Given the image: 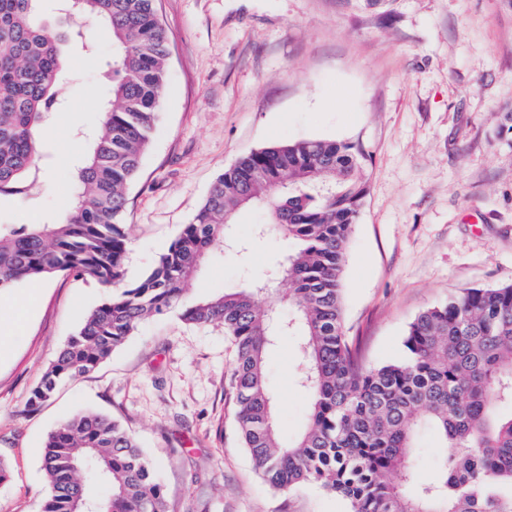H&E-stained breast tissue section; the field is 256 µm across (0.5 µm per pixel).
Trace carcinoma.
Wrapping results in <instances>:
<instances>
[{
    "mask_svg": "<svg viewBox=\"0 0 512 512\" xmlns=\"http://www.w3.org/2000/svg\"><path fill=\"white\" fill-rule=\"evenodd\" d=\"M41 0H0V200L33 195L49 155L44 129L60 109L67 51L89 50L87 23L112 40V84L99 127L83 135L75 190L50 224L0 225V290L69 273L112 289L33 389L48 401L64 380L96 369L148 318L216 325L234 344L233 385L243 447L276 491L313 486L347 512H512V283L466 288L409 324L402 359L364 370L343 330V268L367 191V154L352 142L298 140L239 157L190 223L140 280L124 282L125 192L136 179L166 87L169 50L155 0H78L58 30ZM267 212L253 237L292 244L252 289L191 297L189 286L244 208ZM288 284L290 311L273 317L257 292ZM301 337L298 383L306 425L280 441L266 355ZM431 427L447 448L437 477L417 478ZM43 512H166L155 465L133 434L79 412L47 436Z\"/></svg>",
    "mask_w": 512,
    "mask_h": 512,
    "instance_id": "obj_1",
    "label": "carcinoma"
}]
</instances>
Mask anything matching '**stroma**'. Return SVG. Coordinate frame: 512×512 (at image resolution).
<instances>
[{"label": "stroma", "mask_w": 512, "mask_h": 512, "mask_svg": "<svg viewBox=\"0 0 512 512\" xmlns=\"http://www.w3.org/2000/svg\"><path fill=\"white\" fill-rule=\"evenodd\" d=\"M169 77L140 175L126 193V281L134 282L189 223L215 179L243 154L299 139L358 142L368 190L346 252L343 316L364 369L400 359L408 324L462 288L512 282V0H156ZM70 51L64 109L35 199L0 203V224H46L72 190L109 88L112 44ZM240 212L234 246L193 283L200 296L249 286L285 251L252 241L263 222ZM25 327L0 358V512H41V448L79 411L127 428L154 461L167 512H346L310 486L270 488L237 427L234 348L222 327L150 318L95 371L29 398L83 315L107 295L95 280L40 281ZM298 337L267 354L285 438L303 428Z\"/></svg>", "instance_id": "stroma-1"}]
</instances>
